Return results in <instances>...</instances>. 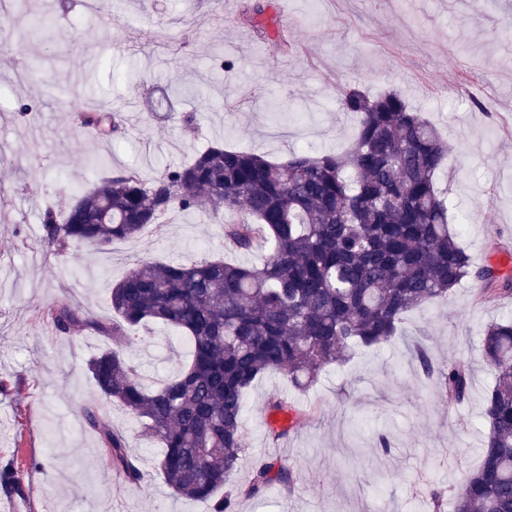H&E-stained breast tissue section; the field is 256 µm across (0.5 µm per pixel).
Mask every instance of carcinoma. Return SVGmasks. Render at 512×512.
Listing matches in <instances>:
<instances>
[{"label": "carcinoma", "instance_id": "cac0c4a2", "mask_svg": "<svg viewBox=\"0 0 512 512\" xmlns=\"http://www.w3.org/2000/svg\"><path fill=\"white\" fill-rule=\"evenodd\" d=\"M340 106L357 117L347 153L273 162L216 142L149 181L128 169L99 180L63 216L45 213L41 246L56 254L81 245L106 252L163 229L176 208L243 209L248 218L223 225L225 246L248 252L261 243L267 251L259 266L142 260L112 286L109 319L68 299L48 308L60 333L87 327L111 342L91 361L97 396L82 413L125 481L139 482L142 472L101 420L102 398L161 443L159 469L175 494L233 512L235 496L292 482L284 461L262 460L244 488H230L245 456L244 394L261 375L283 370L304 390L323 367L355 347L389 342L408 312L466 280L480 285L484 303L512 296V278L468 253L449 222L435 186L448 143L436 128L395 91L370 97L346 88ZM74 119L101 138L124 126L119 112L78 108ZM145 322L173 327L189 343L186 367L155 390L126 355L131 330ZM478 351L493 375L483 400L487 432L478 467L455 490L454 512H512V318L489 323ZM417 358L443 404L467 397L465 361L438 364L421 348ZM0 490L23 492L10 463L0 466Z\"/></svg>", "mask_w": 512, "mask_h": 512}]
</instances>
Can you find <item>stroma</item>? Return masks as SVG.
<instances>
[{
  "label": "stroma",
  "mask_w": 512,
  "mask_h": 512,
  "mask_svg": "<svg viewBox=\"0 0 512 512\" xmlns=\"http://www.w3.org/2000/svg\"><path fill=\"white\" fill-rule=\"evenodd\" d=\"M248 0H112L109 12L84 0H0L17 31L58 15L65 34L0 52V460L24 489L0 496V512H209L176 496L158 469L161 447L118 404L100 417L122 433L143 478L113 469L81 413L95 386L90 361L108 348L86 327L61 335L44 318L69 297L94 317L112 315L110 290L143 259L258 265L263 247L224 248L221 220L174 209L162 231L116 242L105 253L41 247L46 211L62 213L97 178L137 169L144 179L178 166L209 143L283 161L296 151H347L355 119L339 108L351 87L393 90L448 143L436 183L463 223L462 245L512 276V0H264L258 23L287 31L284 52L261 42L242 11ZM32 110L21 121L19 104ZM124 115V131L102 140L77 128V107ZM195 118L184 130L185 115ZM512 315V298L480 302L475 284L409 312L390 342L360 348L323 368L307 391L286 374L248 389L245 484L254 462L286 460L293 488L272 483L235 512H424L431 490L453 489L479 463L482 398L492 382L477 348L483 326ZM127 354L151 389L189 359L186 341L157 324L137 328ZM434 361L472 363L467 400L445 407L413 346ZM317 406L309 423L272 441V398ZM391 454L376 448L379 435Z\"/></svg>",
  "instance_id": "35a3bbf8"
}]
</instances>
